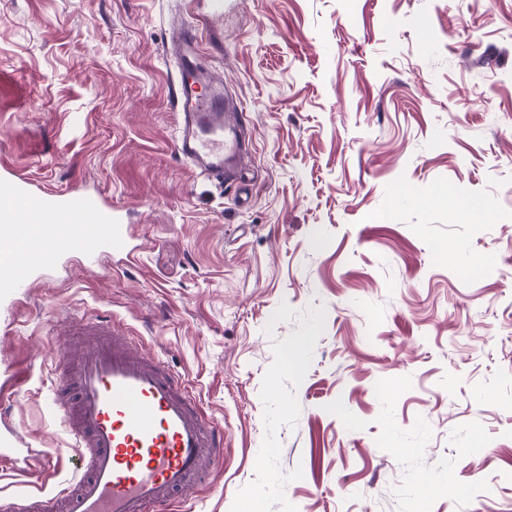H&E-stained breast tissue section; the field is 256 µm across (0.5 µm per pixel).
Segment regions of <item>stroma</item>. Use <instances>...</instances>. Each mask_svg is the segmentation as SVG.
I'll use <instances>...</instances> for the list:
<instances>
[{"label":"stroma","instance_id":"obj_1","mask_svg":"<svg viewBox=\"0 0 512 512\" xmlns=\"http://www.w3.org/2000/svg\"><path fill=\"white\" fill-rule=\"evenodd\" d=\"M184 25L246 119L232 184L172 151ZM0 162L139 252L0 303V434L53 459L0 495L72 479L55 324L109 314L224 424L171 512H512V0H0ZM437 196L441 199L448 200V205L462 219H469L479 214L483 209L482 203L479 200L458 197L449 189L439 190Z\"/></svg>","mask_w":512,"mask_h":512}]
</instances>
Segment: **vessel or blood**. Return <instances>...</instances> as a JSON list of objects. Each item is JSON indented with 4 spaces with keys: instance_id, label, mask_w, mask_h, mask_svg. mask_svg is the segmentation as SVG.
Returning <instances> with one entry per match:
<instances>
[{
    "instance_id": "vessel-or-blood-1",
    "label": "vessel or blood",
    "mask_w": 512,
    "mask_h": 512,
    "mask_svg": "<svg viewBox=\"0 0 512 512\" xmlns=\"http://www.w3.org/2000/svg\"><path fill=\"white\" fill-rule=\"evenodd\" d=\"M172 104L174 150L199 175L234 182L244 158V115L224 98L197 34L181 28ZM115 208L84 192H35L19 171L0 176V301L15 300L58 250L91 263L138 257ZM79 350L66 355L55 404L77 448L78 473L55 494L64 512H167L224 454V427L205 416L179 377L117 331L111 317L69 320ZM0 512H46L44 499L0 496Z\"/></svg>"
}]
</instances>
